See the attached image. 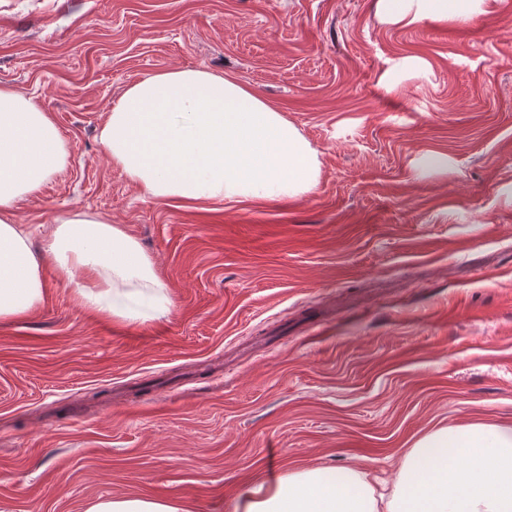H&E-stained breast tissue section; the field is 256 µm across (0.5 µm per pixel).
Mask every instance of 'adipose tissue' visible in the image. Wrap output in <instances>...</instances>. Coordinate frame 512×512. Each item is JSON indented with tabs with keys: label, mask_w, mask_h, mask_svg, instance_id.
<instances>
[{
	"label": "adipose tissue",
	"mask_w": 512,
	"mask_h": 512,
	"mask_svg": "<svg viewBox=\"0 0 512 512\" xmlns=\"http://www.w3.org/2000/svg\"><path fill=\"white\" fill-rule=\"evenodd\" d=\"M485 0H380L385 22L471 20ZM100 143L128 182L157 199L285 200L319 182L317 151L281 112L241 80L202 68L167 70L130 85L109 112ZM69 148L53 116L0 86V321L44 301V271L94 313L124 323L169 314L172 301L136 239L76 211L40 248L15 208L63 171ZM86 512H188L148 496L100 498ZM234 512H512V423L475 420L418 438L391 488L365 467L327 465L249 488Z\"/></svg>",
	"instance_id": "obj_1"
}]
</instances>
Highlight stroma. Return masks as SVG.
<instances>
[{
    "label": "stroma",
    "mask_w": 512,
    "mask_h": 512,
    "mask_svg": "<svg viewBox=\"0 0 512 512\" xmlns=\"http://www.w3.org/2000/svg\"><path fill=\"white\" fill-rule=\"evenodd\" d=\"M378 2L0 0V85L70 152L18 224L38 245L57 218L104 216L172 300L114 322L48 269L44 303L0 322V512L130 495L233 512L295 469L391 482L438 428L512 422V0L409 25ZM186 67L276 107L317 150V187L190 203L119 175L108 112Z\"/></svg>",
    "instance_id": "stroma-1"
}]
</instances>
